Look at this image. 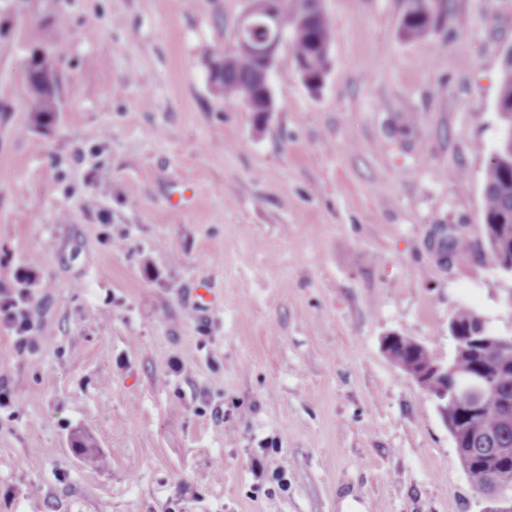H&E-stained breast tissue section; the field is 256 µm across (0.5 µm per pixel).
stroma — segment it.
<instances>
[{"mask_svg":"<svg viewBox=\"0 0 512 512\" xmlns=\"http://www.w3.org/2000/svg\"><path fill=\"white\" fill-rule=\"evenodd\" d=\"M452 3L408 42L406 0H322L323 86L282 45L259 116L208 79L245 0H0V289L44 325L0 328V512H482L383 349L449 361L463 306L512 336L482 233L512 0ZM440 224L473 251L442 264ZM49 73L57 81L55 61L47 53L26 63L25 80L35 87L33 92L29 91V112H33L34 121L41 125L52 122L58 112L57 90L53 93L49 89H40L36 86V78ZM29 292L13 294L0 290V326L16 336L20 347H35L38 332Z\"/></svg>","mask_w":512,"mask_h":512,"instance_id":"obj_1","label":"stroma"}]
</instances>
